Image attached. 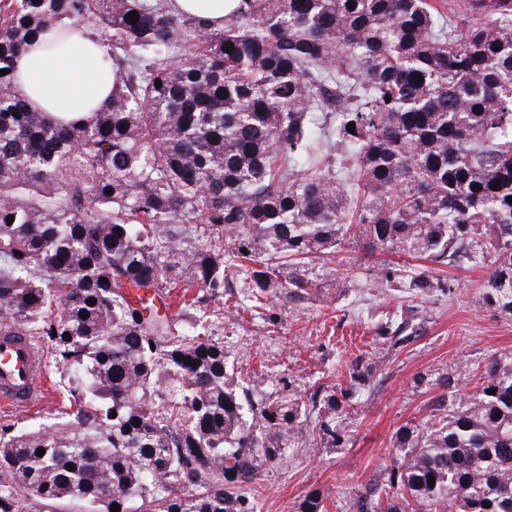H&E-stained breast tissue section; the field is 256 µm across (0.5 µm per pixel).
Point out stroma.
Instances as JSON below:
<instances>
[{
	"mask_svg": "<svg viewBox=\"0 0 512 512\" xmlns=\"http://www.w3.org/2000/svg\"><path fill=\"white\" fill-rule=\"evenodd\" d=\"M371 265L362 257L350 270L332 273L312 259L308 267L321 283L315 294L293 300L281 288L265 308L234 317L223 313V301L207 302L216 312L209 320L212 335L223 341L234 376L253 403L275 398L286 379L291 396L304 405L318 385L346 386L355 362L373 367L364 402L340 417L346 430L340 446L303 440L289 448L285 461H260L256 512H301L312 494L321 498L323 512H359L358 501L391 469L398 430L430 416V402L441 392L438 375L467 386L491 356L512 352V316L485 302L482 268L447 269L450 292L412 309L409 343L392 347L387 317L410 301L373 287ZM44 362V397L31 411L0 416V428L18 433L57 421V408L79 381L52 356Z\"/></svg>",
	"mask_w": 512,
	"mask_h": 512,
	"instance_id": "obj_1",
	"label": "stroma"
}]
</instances>
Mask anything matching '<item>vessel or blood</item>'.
I'll list each match as a JSON object with an SVG mask.
<instances>
[{"label":"vessel or blood","mask_w":512,"mask_h":512,"mask_svg":"<svg viewBox=\"0 0 512 512\" xmlns=\"http://www.w3.org/2000/svg\"><path fill=\"white\" fill-rule=\"evenodd\" d=\"M45 389L44 363L31 337L0 336V408L30 409Z\"/></svg>","instance_id":"obj_1"}]
</instances>
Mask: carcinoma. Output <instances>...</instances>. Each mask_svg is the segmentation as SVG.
I'll return each mask as SVG.
<instances>
[{
    "mask_svg": "<svg viewBox=\"0 0 512 512\" xmlns=\"http://www.w3.org/2000/svg\"><path fill=\"white\" fill-rule=\"evenodd\" d=\"M50 27L106 47L112 94L88 116L16 88L15 57ZM3 69L0 330L88 386L52 431H0V512H255L257 460L286 459L301 405L249 401L195 284L220 299L240 278L252 309L284 286L301 299L319 287L305 260L350 266L356 243L485 266L484 299L512 315V0L467 17L448 0H243L221 28L174 0H5ZM373 281L450 291L390 259ZM409 329L392 323V346ZM353 372L308 399L323 444L344 440ZM473 377L438 378L430 421L397 433L383 492L410 512H512V353Z\"/></svg>",
    "mask_w": 512,
    "mask_h": 512,
    "instance_id": "cac0c4a2",
    "label": "carcinoma"
}]
</instances>
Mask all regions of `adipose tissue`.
<instances>
[{"instance_id": "adipose-tissue-1", "label": "adipose tissue", "mask_w": 512, "mask_h": 512, "mask_svg": "<svg viewBox=\"0 0 512 512\" xmlns=\"http://www.w3.org/2000/svg\"><path fill=\"white\" fill-rule=\"evenodd\" d=\"M95 39L77 37L56 50L34 42L15 61L16 86L30 105L77 115L101 106L110 91L111 67Z\"/></svg>"}]
</instances>
